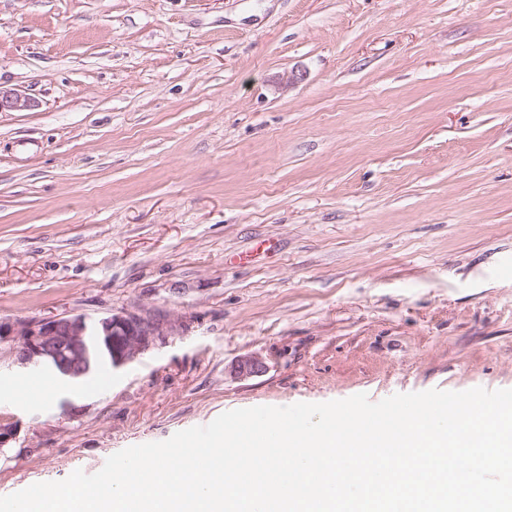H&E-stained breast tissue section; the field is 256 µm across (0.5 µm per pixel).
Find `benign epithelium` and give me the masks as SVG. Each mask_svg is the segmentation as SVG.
Instances as JSON below:
<instances>
[{"mask_svg": "<svg viewBox=\"0 0 512 512\" xmlns=\"http://www.w3.org/2000/svg\"><path fill=\"white\" fill-rule=\"evenodd\" d=\"M34 107L33 98L0 90V112L29 111ZM187 330L185 317L174 318L155 308L121 309L95 320L84 315L0 320V345H7L24 368L52 367L62 378L76 380L89 375L102 357L119 367ZM266 370L262 358L244 355L232 365L231 376L244 380Z\"/></svg>", "mask_w": 512, "mask_h": 512, "instance_id": "benign-epithelium-1", "label": "benign epithelium"}]
</instances>
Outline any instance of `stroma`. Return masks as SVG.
Segmentation results:
<instances>
[{
  "label": "stroma",
  "mask_w": 512,
  "mask_h": 512,
  "mask_svg": "<svg viewBox=\"0 0 512 512\" xmlns=\"http://www.w3.org/2000/svg\"><path fill=\"white\" fill-rule=\"evenodd\" d=\"M0 89V319L189 321L100 395L20 399L0 346V496L233 409L512 389V0H0ZM36 106V101L27 95L0 89V112L29 111ZM267 370L266 362L256 355L239 357L231 367V376L234 379L244 380L258 376Z\"/></svg>",
  "instance_id": "35a3bbf8"
}]
</instances>
